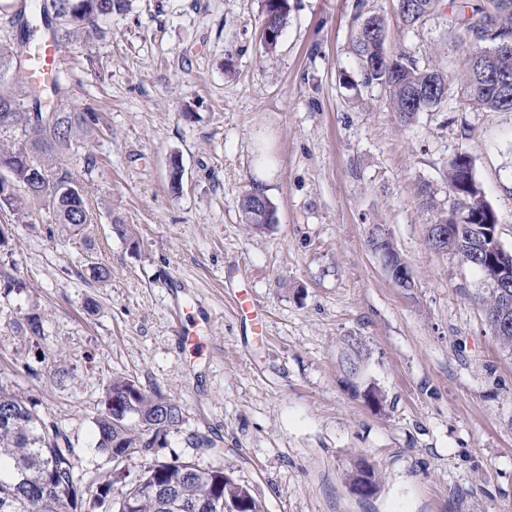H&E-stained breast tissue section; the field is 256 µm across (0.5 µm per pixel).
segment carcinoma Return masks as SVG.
<instances>
[{
    "instance_id": "carcinoma-1",
    "label": "carcinoma",
    "mask_w": 512,
    "mask_h": 512,
    "mask_svg": "<svg viewBox=\"0 0 512 512\" xmlns=\"http://www.w3.org/2000/svg\"><path fill=\"white\" fill-rule=\"evenodd\" d=\"M443 0H397V14L406 28L421 25L438 13ZM27 0H20L6 16L8 35L0 37V82L11 79L13 89H0V209L8 208L19 220L31 216L29 205L42 204L52 210L55 223L74 228L85 223L89 210L74 174L65 161L67 151L82 135L93 132L97 115L64 103L61 84L50 95L60 104L47 110L42 99L23 81L30 63L28 40L46 33L63 46H87L104 36L100 20L121 12L125 0H44L37 12L26 17ZM288 0H264V34L260 41L268 51L279 43L288 17ZM457 42L466 51L465 71L458 84L463 107L482 112H512V101L504 99L483 79L482 61L492 53L503 35H512V0H483L457 18ZM382 18L369 16L357 26L353 49L365 83L380 85L389 94L390 106L400 122L409 125L419 113L430 112L445 101L447 71L437 66H418L405 52L387 50ZM31 158L47 190H30V169L22 162ZM448 207L435 200L424 184L419 196L426 210L436 213L434 224L448 225V251L482 254L475 268L484 291L474 297L493 336L512 350V288H492L495 265L512 268V250L491 248L490 225H498L496 214L485 202L472 168L452 157L445 169ZM240 211L249 229L265 225L255 210V196L243 193ZM492 224H486L487 217ZM369 351L361 339L348 337L341 351V366L355 394L380 408L385 396L371 387L357 390L353 368ZM102 409L94 418L95 448L107 457L128 459L137 454L144 464L134 477L112 468L105 479L87 483L76 477L74 449L58 425L45 419L40 403L24 396L0 376V512H171L166 508L170 493L186 503L204 499L223 501L231 497L241 512H265V503L251 485L235 479L222 467L203 468L178 457L161 459L156 449L166 445L171 430L183 424L180 405L159 392H148L131 378H115L106 388ZM348 482L367 494L378 490L374 468L365 459L355 462Z\"/></svg>"
}]
</instances>
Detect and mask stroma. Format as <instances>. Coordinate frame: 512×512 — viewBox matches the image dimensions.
Wrapping results in <instances>:
<instances>
[{
	"instance_id": "35a3bbf8",
	"label": "stroma",
	"mask_w": 512,
	"mask_h": 512,
	"mask_svg": "<svg viewBox=\"0 0 512 512\" xmlns=\"http://www.w3.org/2000/svg\"><path fill=\"white\" fill-rule=\"evenodd\" d=\"M288 3L272 51L262 0H129L102 39L65 50L68 101L99 118L68 158L92 222L76 235L44 207L26 223L0 211V370L68 436L85 480L108 468L93 424L105 389L129 377L182 409L159 457L224 467L267 512H512V353L472 299L471 267L427 248L418 193L425 183L446 202L444 169L467 153L512 248V112L458 100L464 0L414 29L395 0ZM359 13L384 17L389 51L447 71L442 107L406 126L382 86L363 85ZM253 185L276 206L259 233L239 212ZM376 224L413 288L372 252ZM93 260L110 279L89 277ZM240 267L253 273L259 334L224 286ZM181 299L209 315L193 346L178 340ZM33 313L43 333L23 335ZM349 336L370 352L366 380L385 409L343 380ZM204 436L214 447L196 446ZM360 457L379 476L370 497L347 482Z\"/></svg>"
}]
</instances>
